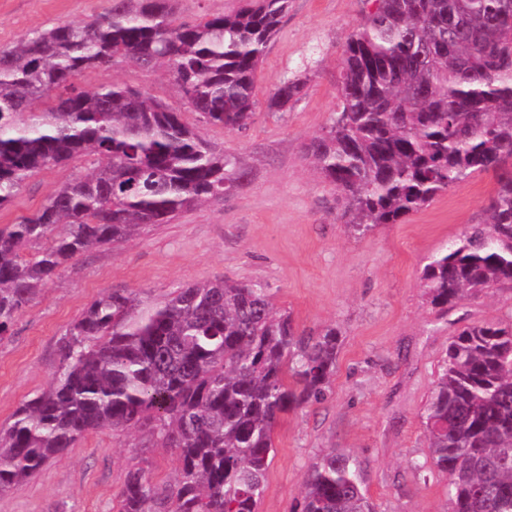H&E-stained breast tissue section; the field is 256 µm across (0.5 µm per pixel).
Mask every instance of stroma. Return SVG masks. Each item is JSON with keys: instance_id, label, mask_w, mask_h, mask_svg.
<instances>
[{"instance_id": "35a3bbf8", "label": "stroma", "mask_w": 512, "mask_h": 512, "mask_svg": "<svg viewBox=\"0 0 512 512\" xmlns=\"http://www.w3.org/2000/svg\"><path fill=\"white\" fill-rule=\"evenodd\" d=\"M107 7L108 0H0V48L58 22L92 21ZM366 10L365 0H290L257 73L258 107L243 131L199 122L158 72L128 64L79 80L88 90L119 81L148 91L233 154L245 176L222 202L150 226L121 245L86 251L23 309L12 336L0 341V427L48 387L59 339L105 292L133 291L149 302L216 278L261 282L300 329L336 327L341 346L323 399L290 411L275 429L259 512H293L310 465L330 448L364 462L377 512H446L445 475L410 470L427 455L423 407L450 338L465 324L512 317V288L446 310L431 304L421 274L469 225L485 221L495 178L474 174L403 223L381 224L364 236L342 223L343 200L309 165L304 146L336 108L343 47ZM298 75L306 79L300 98L270 111V92ZM84 169L76 162L36 173L0 210V226L30 215ZM133 465L171 482L179 461L148 433L92 432L23 489L0 496V512H113Z\"/></svg>"}]
</instances>
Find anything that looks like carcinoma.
<instances>
[{"label": "carcinoma", "instance_id": "carcinoma-1", "mask_svg": "<svg viewBox=\"0 0 512 512\" xmlns=\"http://www.w3.org/2000/svg\"><path fill=\"white\" fill-rule=\"evenodd\" d=\"M288 0H241L186 21L177 0H110L87 24L62 22L0 49V210L48 167L83 160L32 214L0 227V340L22 310L95 246L224 199L244 177L181 113L84 73L131 63L163 71L208 125L243 130L265 49ZM512 0H373L347 38L330 124L305 145L360 235L397 224L474 173H493L487 222L422 272L430 303L453 308L512 286ZM304 82L268 97L284 111ZM339 332L298 328L262 283L214 279L157 302L114 290L58 343L50 386L0 429V495L21 490L92 431L140 430L177 451L174 484L129 468L115 512H258L273 433L336 373ZM428 454L449 512H512V318L452 338L424 407ZM297 512H375L361 460L330 448L308 470Z\"/></svg>", "mask_w": 512, "mask_h": 512}]
</instances>
